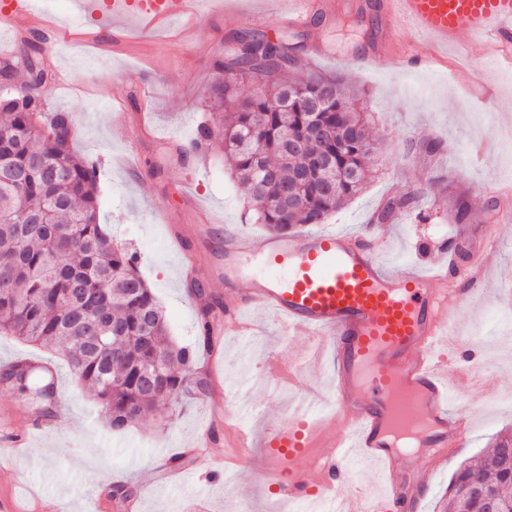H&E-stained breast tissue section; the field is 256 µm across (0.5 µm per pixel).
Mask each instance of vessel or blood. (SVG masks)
<instances>
[{"instance_id":"1","label":"vessel or blood","mask_w":512,"mask_h":512,"mask_svg":"<svg viewBox=\"0 0 512 512\" xmlns=\"http://www.w3.org/2000/svg\"><path fill=\"white\" fill-rule=\"evenodd\" d=\"M208 2L76 0V12L104 32L129 19L149 31L198 14ZM380 7L385 20L409 22L434 44L457 46L467 37L512 56V0H381ZM19 18L37 22L30 0H0V25ZM386 247L385 239L341 231L224 236V272L242 285L208 319L210 353L224 338L253 335L247 313L262 309L298 332L303 367L325 362L333 371L326 414L267 428L260 476L278 483L289 502L418 512L433 468L468 444L471 422L450 405V376L460 370L462 351L452 318L461 295L448 280L478 278L479 264L462 267L451 256L428 274L391 269L380 260ZM334 417L348 425L342 434L328 430ZM51 428L49 419L36 418L20 429L0 413V464L5 449L26 447L34 432ZM352 454L378 468L381 494L352 484Z\"/></svg>"}]
</instances>
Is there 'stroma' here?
Segmentation results:
<instances>
[{
	"label": "stroma",
	"mask_w": 512,
	"mask_h": 512,
	"mask_svg": "<svg viewBox=\"0 0 512 512\" xmlns=\"http://www.w3.org/2000/svg\"><path fill=\"white\" fill-rule=\"evenodd\" d=\"M362 0H353L336 15H315L302 29L306 38L326 34L334 55L306 45L294 78L311 71H346L365 94L360 109L368 112L373 134L382 143L376 170L365 189L333 213L326 229L346 228L385 238V261L392 266L429 269L451 241L498 239L487 255L483 283L466 285V299L456 312L457 334L470 351L468 365L485 370L482 350L473 338L512 321V223L503 222V206H512L499 129L512 128V66L496 63L470 40L448 50L439 62L412 68L401 65L397 50L414 39L403 24L375 18L356 26ZM42 27L22 36L0 26V55L20 54L26 42L39 40L49 76L46 117L72 116L70 148L97 163L99 222L114 243L137 259L140 275L164 308L172 337L196 343L201 306L180 274V258L168 244L170 228L205 240L197 256L200 269L212 268L225 232L264 234L263 225L247 216L243 185L224 163L222 141L197 168L189 144L201 123L216 115L213 88L224 80L220 64L233 49L235 32L249 30L268 37L289 28L288 14L275 0H243L238 11L214 7L196 18L190 42L180 40L182 25L162 32L129 28L122 37H96L90 21L76 17L74 0H58L40 12ZM384 48L386 63L365 66L363 52ZM438 142L430 155L425 147ZM416 194V207L397 212L387 223L371 216L386 199ZM463 195L469 203L465 223H455L449 201ZM210 213L213 228L201 225L197 206ZM259 334L250 340L225 338L223 355H199L198 377L206 391L200 399L162 403L122 433L109 427L101 407L74 380L60 350L29 346L0 336V373L15 358L51 363L57 375L53 411L58 426L34 437L11 468L0 469V496H42L59 512H267L273 493L258 479L257 458L267 421L289 422L302 406V389L270 393L265 376L268 354L283 365L298 361V343L286 339L281 322L267 311L251 316ZM222 390L240 407L227 420L212 419L206 403ZM453 407L471 421L469 445L450 452L434 472L423 512H440L448 485L466 459L479 454L500 433L512 431V404L486 409L478 390L465 377L454 385ZM250 430L255 459L234 463L230 444L237 427ZM222 478L202 481L211 466Z\"/></svg>",
	"instance_id": "1"
}]
</instances>
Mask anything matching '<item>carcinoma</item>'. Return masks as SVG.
<instances>
[{"label": "carcinoma", "mask_w": 512, "mask_h": 512, "mask_svg": "<svg viewBox=\"0 0 512 512\" xmlns=\"http://www.w3.org/2000/svg\"><path fill=\"white\" fill-rule=\"evenodd\" d=\"M215 99L227 108L219 124L205 123L192 150L218 136L232 173L246 188L248 214L267 230L286 234L299 224H323L359 194L371 177L367 161L377 143L369 117L356 109L365 91L338 74L310 72L287 81L302 52L301 34L237 38ZM39 49L27 43L0 62V140L20 183L0 181V336L59 348L71 372L96 398L112 430L137 422L163 401L192 392L198 345H179L135 257L114 246L97 219V168L69 149L70 119L39 123L46 90ZM258 85L242 99L240 84ZM320 155L331 157L332 181L298 180ZM272 178L258 181V165ZM411 195L388 199L386 222ZM120 326L104 332L100 315ZM153 383L146 384V373ZM489 484L501 512H512V437L496 439L478 461H465L448 486L446 512H487L474 486Z\"/></svg>", "instance_id": "cac0c4a2"}]
</instances>
